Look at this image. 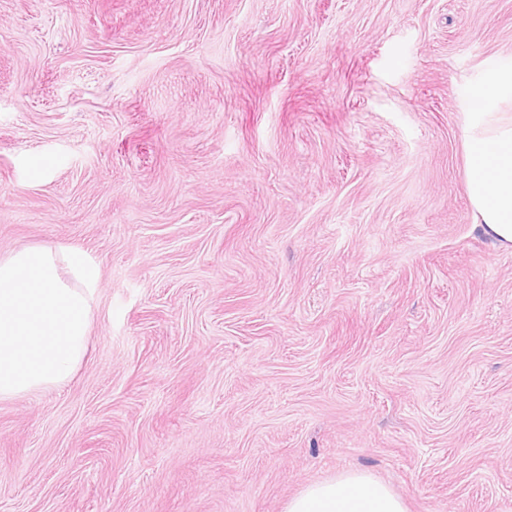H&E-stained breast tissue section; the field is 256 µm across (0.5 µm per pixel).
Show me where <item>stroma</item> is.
I'll list each match as a JSON object with an SVG mask.
<instances>
[{"instance_id":"1","label":"stroma","mask_w":512,"mask_h":512,"mask_svg":"<svg viewBox=\"0 0 512 512\" xmlns=\"http://www.w3.org/2000/svg\"><path fill=\"white\" fill-rule=\"evenodd\" d=\"M512 0H0V257L98 265L0 401V512H284L347 470L512 512V250L471 94Z\"/></svg>"}]
</instances>
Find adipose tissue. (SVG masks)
I'll use <instances>...</instances> for the list:
<instances>
[{"mask_svg": "<svg viewBox=\"0 0 512 512\" xmlns=\"http://www.w3.org/2000/svg\"><path fill=\"white\" fill-rule=\"evenodd\" d=\"M466 118V185L475 224L512 248V65L491 71ZM285 512H407L403 499L364 471L305 486Z\"/></svg>", "mask_w": 512, "mask_h": 512, "instance_id": "obj_1", "label": "adipose tissue"}]
</instances>
